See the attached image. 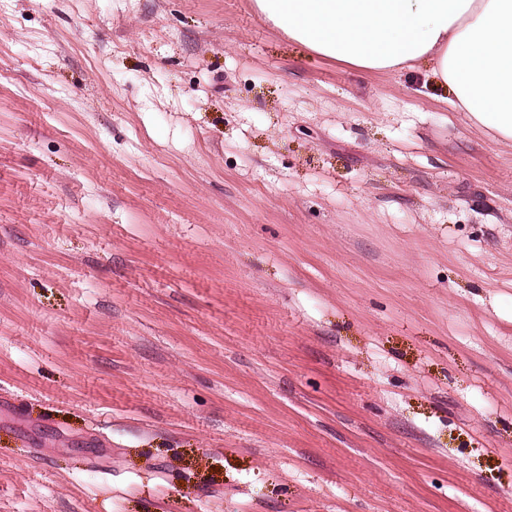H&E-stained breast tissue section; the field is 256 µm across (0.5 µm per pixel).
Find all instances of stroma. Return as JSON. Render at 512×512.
Returning <instances> with one entry per match:
<instances>
[{"label":"stroma","instance_id":"stroma-1","mask_svg":"<svg viewBox=\"0 0 512 512\" xmlns=\"http://www.w3.org/2000/svg\"><path fill=\"white\" fill-rule=\"evenodd\" d=\"M0 512H512V144L254 0H0Z\"/></svg>","mask_w":512,"mask_h":512}]
</instances>
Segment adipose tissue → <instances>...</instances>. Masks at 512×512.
Masks as SVG:
<instances>
[{"label":"adipose tissue","instance_id":"ef3b65f1","mask_svg":"<svg viewBox=\"0 0 512 512\" xmlns=\"http://www.w3.org/2000/svg\"><path fill=\"white\" fill-rule=\"evenodd\" d=\"M312 52L395 77L428 61L466 122L512 142V0H255Z\"/></svg>","mask_w":512,"mask_h":512}]
</instances>
